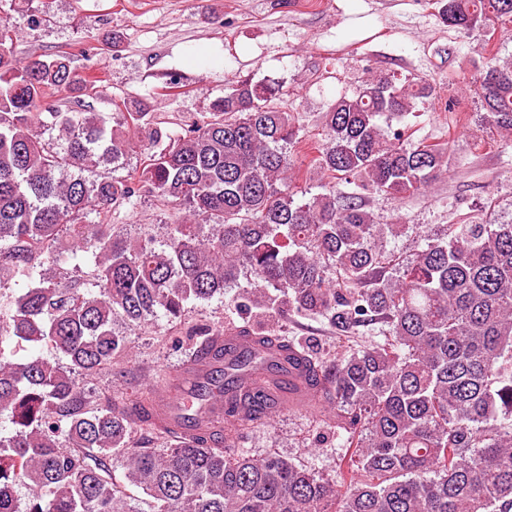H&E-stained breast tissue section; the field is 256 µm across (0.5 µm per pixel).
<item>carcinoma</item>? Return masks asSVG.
<instances>
[{
  "mask_svg": "<svg viewBox=\"0 0 512 512\" xmlns=\"http://www.w3.org/2000/svg\"><path fill=\"white\" fill-rule=\"evenodd\" d=\"M441 18L487 34L512 23V0H445ZM12 45L0 18V289L28 283L0 293V415L12 424L0 434V512H143L131 488L150 512H512V219L489 200L484 217L423 235L405 260L385 249L405 225L378 223L358 192L413 194L450 171L449 148L413 143L404 122L433 99L429 82L372 77L338 98L312 158L323 192L300 198L290 177L300 128L274 104L282 85L244 81L177 134L138 99L115 104L110 126L51 100L54 89L77 106L98 93L69 56L19 62ZM473 68L483 124L511 136L512 57ZM48 126L59 143L43 139ZM134 149L140 163L125 177L83 176ZM145 195L183 211L163 245L104 223ZM69 264L90 289L47 273ZM244 273L252 282L235 306L368 336L327 359L232 326L297 352L318 387L316 421L351 449L330 473L244 450L264 423L257 395L221 430L187 438L155 422L150 401L92 396L76 382L129 353L116 319L176 322ZM15 339L54 360L13 361ZM144 434L165 447H140Z\"/></svg>",
  "mask_w": 512,
  "mask_h": 512,
  "instance_id": "carcinoma-1",
  "label": "carcinoma"
}]
</instances>
